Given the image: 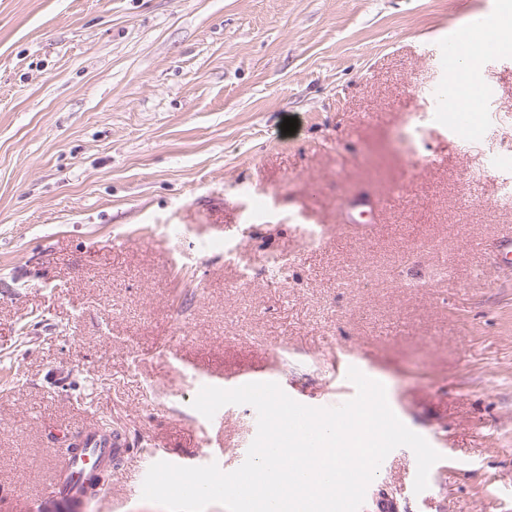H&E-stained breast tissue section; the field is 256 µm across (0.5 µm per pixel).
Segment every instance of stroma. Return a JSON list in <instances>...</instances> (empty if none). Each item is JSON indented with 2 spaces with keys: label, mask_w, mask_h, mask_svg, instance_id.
Wrapping results in <instances>:
<instances>
[{
  "label": "stroma",
  "mask_w": 512,
  "mask_h": 512,
  "mask_svg": "<svg viewBox=\"0 0 512 512\" xmlns=\"http://www.w3.org/2000/svg\"><path fill=\"white\" fill-rule=\"evenodd\" d=\"M487 18L512 0H0V512H68L57 434L105 420L81 512H164L143 471L257 432L201 387L320 407L352 367L441 455L418 494L393 450L362 512H512V48L470 126L439 105L442 35Z\"/></svg>",
  "instance_id": "1"
}]
</instances>
